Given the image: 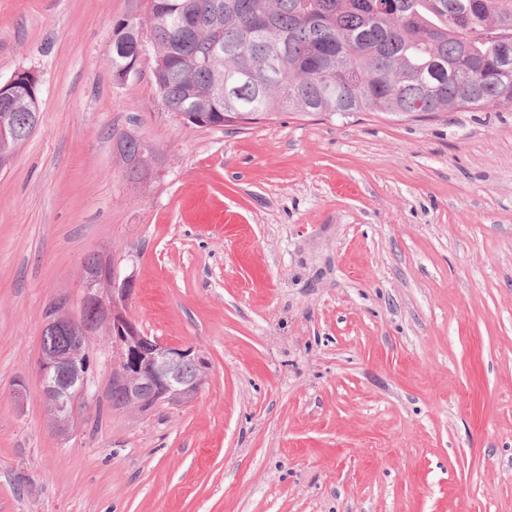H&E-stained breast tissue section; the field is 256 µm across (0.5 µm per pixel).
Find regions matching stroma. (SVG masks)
Here are the masks:
<instances>
[{
    "label": "stroma",
    "mask_w": 512,
    "mask_h": 512,
    "mask_svg": "<svg viewBox=\"0 0 512 512\" xmlns=\"http://www.w3.org/2000/svg\"><path fill=\"white\" fill-rule=\"evenodd\" d=\"M131 12L0 0V81L36 72L41 109L0 168V512H512V111L195 127L149 61L113 82ZM94 252L209 369L189 404L113 408L97 330L62 439L40 338L59 298L79 316ZM117 149L127 162L129 172L134 177H142L149 172L148 160L152 150L142 141L126 137L117 142Z\"/></svg>",
    "instance_id": "stroma-1"
}]
</instances>
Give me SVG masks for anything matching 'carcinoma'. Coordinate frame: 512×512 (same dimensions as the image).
<instances>
[{
	"label": "carcinoma",
	"mask_w": 512,
	"mask_h": 512,
	"mask_svg": "<svg viewBox=\"0 0 512 512\" xmlns=\"http://www.w3.org/2000/svg\"><path fill=\"white\" fill-rule=\"evenodd\" d=\"M153 83L166 108L197 127L240 128L291 113L393 120L455 109L512 111V0H149ZM130 13L113 28L115 82L145 52ZM0 155L33 133L18 99L0 97ZM129 172L152 150L126 137Z\"/></svg>",
	"instance_id": "cac0c4a2"
}]
</instances>
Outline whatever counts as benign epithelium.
<instances>
[{
	"instance_id": "1",
	"label": "benign epithelium",
	"mask_w": 512,
	"mask_h": 512,
	"mask_svg": "<svg viewBox=\"0 0 512 512\" xmlns=\"http://www.w3.org/2000/svg\"><path fill=\"white\" fill-rule=\"evenodd\" d=\"M39 82L33 71H17L8 81L0 83V96H17L33 112L40 108L39 98H30L26 88ZM85 298L93 300L95 322L81 329L83 336L105 328L112 338L114 367L112 389L120 394L130 409H147L159 403L184 405L196 397L208 370V362L191 347L170 345L146 333L128 313V303L134 294V274L110 278L83 272ZM66 300H59L44 325L42 335L73 328L67 313ZM80 350L42 352L39 365L40 392L49 412V426L61 437L69 434L79 407H88L93 398L87 376L82 374ZM194 365L200 374L192 379L180 376L186 365Z\"/></svg>"
}]
</instances>
